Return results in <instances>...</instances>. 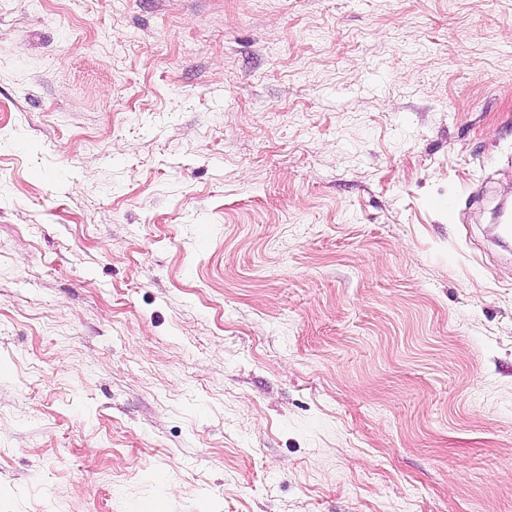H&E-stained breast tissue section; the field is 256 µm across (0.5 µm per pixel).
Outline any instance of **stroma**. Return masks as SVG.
Listing matches in <instances>:
<instances>
[{"mask_svg":"<svg viewBox=\"0 0 512 512\" xmlns=\"http://www.w3.org/2000/svg\"><path fill=\"white\" fill-rule=\"evenodd\" d=\"M512 0H0V512H512Z\"/></svg>","mask_w":512,"mask_h":512,"instance_id":"obj_1","label":"stroma"}]
</instances>
